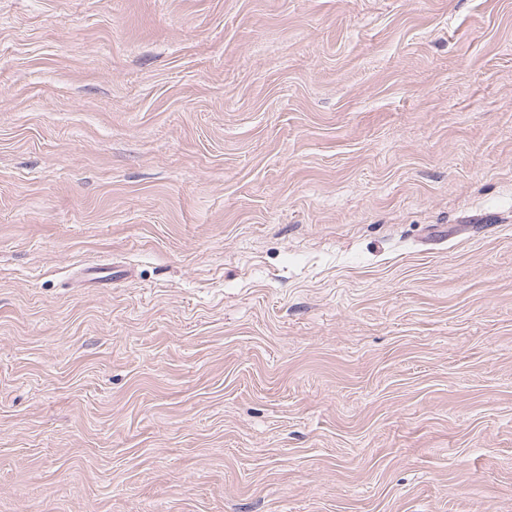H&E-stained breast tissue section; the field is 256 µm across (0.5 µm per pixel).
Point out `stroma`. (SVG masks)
I'll return each instance as SVG.
<instances>
[{"mask_svg":"<svg viewBox=\"0 0 512 512\" xmlns=\"http://www.w3.org/2000/svg\"><path fill=\"white\" fill-rule=\"evenodd\" d=\"M0 512H512V0H0Z\"/></svg>","mask_w":512,"mask_h":512,"instance_id":"stroma-1","label":"stroma"}]
</instances>
